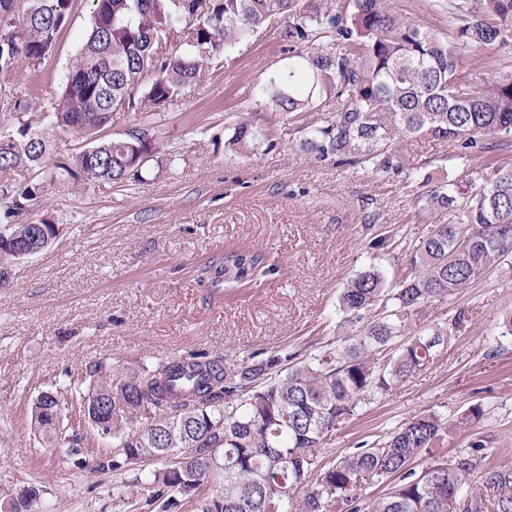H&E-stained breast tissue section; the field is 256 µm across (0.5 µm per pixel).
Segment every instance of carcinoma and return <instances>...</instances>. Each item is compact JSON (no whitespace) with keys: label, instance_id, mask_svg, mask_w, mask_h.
Returning a JSON list of instances; mask_svg holds the SVG:
<instances>
[{"label":"carcinoma","instance_id":"obj_1","mask_svg":"<svg viewBox=\"0 0 512 512\" xmlns=\"http://www.w3.org/2000/svg\"><path fill=\"white\" fill-rule=\"evenodd\" d=\"M91 25L75 63L51 102L50 119L28 100L6 98L0 121V172L24 168L33 177L0 194V269L17 254H37L56 237L54 224H14L61 181L143 183L158 146L144 132L106 138L114 112H157L183 96L202 73L219 66L273 17L288 19V67L261 86V104L290 121L319 112V124L298 126L297 146L320 166H351L380 176L412 177L406 143L432 137L453 159L482 154L485 164L462 180L432 184L424 207L448 212L419 243L406 248L400 277L389 282L372 266L338 297L347 334L333 352L310 360L281 349L266 359L228 365L209 352L165 358L144 377L112 386L89 370L73 379L71 397L88 422L112 438V459L98 468L153 466L148 505L169 512L200 501V512H327L356 502L355 490L392 476L398 481L369 512H512V484L482 459L435 456L452 431L482 416L478 405L455 420L435 412L409 418L390 435L332 456L326 441L360 403L424 368L436 348L465 323V313L407 334L409 318L446 302L487 269L512 258V163L497 160L496 138L512 134V73L473 77L474 66L512 43V0H438L453 20L440 33L399 16L393 0H88ZM73 0H0V90L22 67L35 73L55 51ZM192 30L181 42V25ZM87 146L50 160L52 132ZM274 146L273 133L244 116L224 126V153L250 155ZM367 216L374 250L397 246L390 231ZM249 246L224 251L197 269L198 282L238 292L275 274ZM57 395L35 403L38 428L56 433ZM180 448V461H170ZM433 457L421 473L410 469ZM220 478L216 493L203 486Z\"/></svg>","mask_w":512,"mask_h":512}]
</instances>
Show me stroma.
<instances>
[{
	"mask_svg": "<svg viewBox=\"0 0 512 512\" xmlns=\"http://www.w3.org/2000/svg\"><path fill=\"white\" fill-rule=\"evenodd\" d=\"M89 27L90 7L76 0L53 55L38 74L21 71L11 93L42 110ZM286 27L283 18L270 22L162 111L113 113L110 137L145 130L171 166L151 167L140 185L57 184L18 216L58 231L47 249L13 264L0 287V512L29 489L37 493L29 512H132L147 496L144 473L96 468L111 456L112 441L74 411L65 413L60 441L43 439L32 422L41 393L60 392L67 403L68 378L90 368L117 382L197 349L231 365L284 347L308 357L331 351L345 334L337 299L347 281L370 265L396 279L406 261L404 246L368 248L365 217L381 213L407 243L447 223L446 213L423 209L419 177L315 165L297 150L292 125L252 98V88L288 62ZM242 112L275 128L273 149L225 154L224 127ZM448 151L431 137L408 143L421 174L437 179L484 164L479 156L454 164ZM240 245L267 254L277 274L235 294L197 282L200 265ZM460 311L468 320L458 336L424 369L358 405L331 435L333 452L347 454L419 413L453 419L477 404L479 422L448 436L437 453L452 461L479 440L486 465L512 474V335L504 327L512 266L491 267L411 323Z\"/></svg>",
	"mask_w": 512,
	"mask_h": 512,
	"instance_id": "1",
	"label": "stroma"
}]
</instances>
